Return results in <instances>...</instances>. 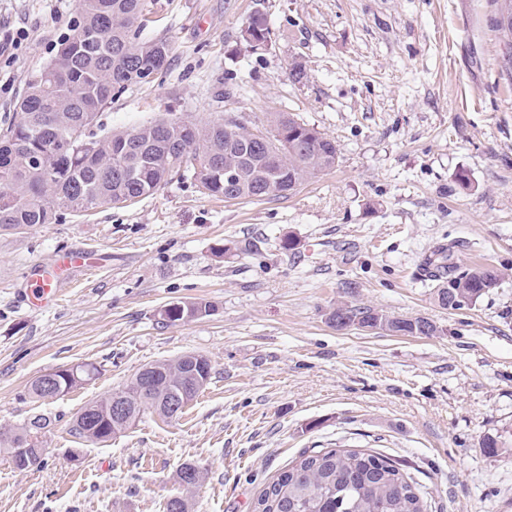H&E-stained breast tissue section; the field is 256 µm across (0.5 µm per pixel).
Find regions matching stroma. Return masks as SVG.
I'll list each match as a JSON object with an SVG mask.
<instances>
[{"mask_svg": "<svg viewBox=\"0 0 512 512\" xmlns=\"http://www.w3.org/2000/svg\"><path fill=\"white\" fill-rule=\"evenodd\" d=\"M78 7L0 0V37L28 33L0 53V127ZM257 9L270 40L252 51L243 30ZM497 9L158 0L145 34L170 38L169 64L114 94L97 135L165 115L254 128L290 112L336 138L339 158L282 198L227 201L176 176L133 203L0 227V428L50 420L40 464L21 472L0 453V512H163L174 496L189 512H252L302 453L336 446L400 464L427 512H512V79ZM441 247L458 271L494 267L499 286L440 308L425 262ZM75 248L92 269L58 304L29 308L34 266ZM200 301L208 315L161 317ZM340 303L425 317L437 332L339 330L329 314ZM188 352L208 357L212 377L180 419L148 413L101 445L71 435L89 402ZM84 364L99 369L84 385L29 396L39 375ZM187 463L201 487L179 483Z\"/></svg>", "mask_w": 512, "mask_h": 512, "instance_id": "1", "label": "stroma"}]
</instances>
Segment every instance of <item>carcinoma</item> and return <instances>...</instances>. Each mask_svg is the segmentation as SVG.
<instances>
[{"label": "carcinoma", "mask_w": 512, "mask_h": 512, "mask_svg": "<svg viewBox=\"0 0 512 512\" xmlns=\"http://www.w3.org/2000/svg\"><path fill=\"white\" fill-rule=\"evenodd\" d=\"M493 25L508 46L512 79V0ZM147 0H80L77 20L58 43L49 63L32 76L15 119L0 129V226L51 224L66 211L109 207L152 194L169 177L190 175L211 196L226 200L285 197L306 181L336 167V140L298 120L290 112H272L267 128L250 129L235 117L201 122L190 117L152 120L97 136L92 126L114 90L147 81L167 67L173 47L165 36L144 37ZM268 33L264 13L250 16L247 41ZM232 173L235 180L227 181ZM438 282L436 297L445 309L477 300L500 281L496 269L473 267L463 274L446 263L427 260ZM211 310L206 302L176 303L164 309L170 322ZM366 330L432 336L425 317L402 318L381 310L339 305L329 314ZM149 383L140 375L109 396L88 404L70 432L91 445L108 442L135 425L146 412L173 419L167 399L174 393L183 406L210 382V360L196 353L152 364ZM97 372L93 366L50 372L67 393ZM127 404L130 420L112 417V399ZM47 419L39 416L0 433V446L13 467L28 470L21 448H35ZM253 512H424L417 483L393 461L355 449L305 452L260 493Z\"/></svg>", "instance_id": "cac0c4a2"}]
</instances>
